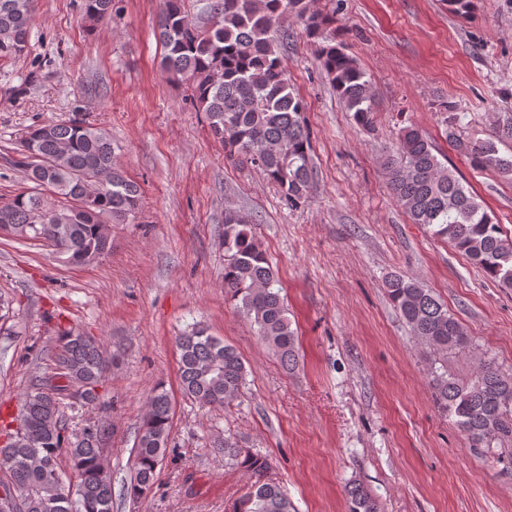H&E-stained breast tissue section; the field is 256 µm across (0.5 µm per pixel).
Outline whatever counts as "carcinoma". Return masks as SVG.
Here are the masks:
<instances>
[{"mask_svg":"<svg viewBox=\"0 0 512 512\" xmlns=\"http://www.w3.org/2000/svg\"><path fill=\"white\" fill-rule=\"evenodd\" d=\"M310 0H212L208 25L187 14L182 0H163L156 37L163 48L162 66L192 89L193 102L208 120L211 135L225 156L256 167L281 190L288 205L306 198L313 181L310 133L302 122L303 101L293 92L279 53L288 40L283 21L292 16L322 40L319 60L353 120L368 128L373 94L366 73L343 44L336 42L334 17L314 12ZM113 0H84L85 19L103 22ZM34 0H0V61L23 56ZM446 115L448 138L476 170L512 176V116L483 140L456 137L457 105L439 104ZM112 139L83 118L33 125L19 140L15 164L37 189L22 191L0 204V225L9 236L45 242L65 262L94 263L109 253L113 221L136 218L139 186L113 163ZM389 188L415 224L448 239L458 251L502 288H512V240L470 194L462 181L438 159L435 145L412 125L400 131L397 153L384 163ZM266 253L239 211L224 212V290L256 327L280 363H297L295 332ZM388 296L414 336L443 357L464 349L469 339L447 306L414 277L394 274L386 280ZM55 361L69 384L87 398H66L65 387L46 378L27 388L17 430L0 418V470L22 489L24 512H112V476L106 464L109 423L98 420L77 434L69 422L87 408L102 407L98 388L114 358L102 341L59 326ZM179 378L184 393L202 407H228L241 393L247 370L237 350L195 324L175 337ZM437 404L455 418L476 447L512 439V373L485 362L463 381L433 371ZM171 428V398L161 384L149 397V410L138 430L135 472L127 488L138 500L152 492L158 467L166 457ZM216 452L252 471L256 479L239 498L234 512H296L279 485L267 478L268 460L245 453L226 438ZM66 458L77 482L65 481ZM348 512H381L378 502L356 481L345 486Z\"/></svg>","mask_w":512,"mask_h":512,"instance_id":"obj_1","label":"carcinoma"}]
</instances>
